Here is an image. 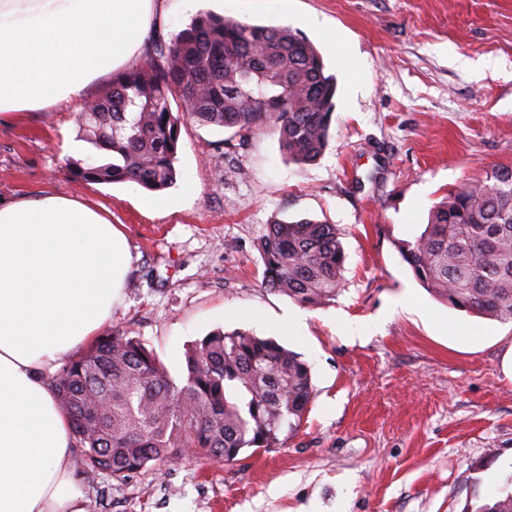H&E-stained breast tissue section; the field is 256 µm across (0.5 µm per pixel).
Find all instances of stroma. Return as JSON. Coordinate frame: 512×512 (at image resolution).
<instances>
[{
	"mask_svg": "<svg viewBox=\"0 0 512 512\" xmlns=\"http://www.w3.org/2000/svg\"><path fill=\"white\" fill-rule=\"evenodd\" d=\"M289 28L336 79L329 144L292 163L277 134L181 128L175 186L70 177L93 152L70 113L0 123V197L61 194L106 209L132 256L103 332L152 349L174 379L208 332L271 337L311 368L314 397L277 447L221 462L184 451L124 481L84 471L86 512H463L512 474V324L440 302L400 247L432 205L512 165V0H200ZM198 194L184 192L186 184ZM335 225L344 285L306 306L264 288L268 225ZM302 323L289 324L293 313ZM373 332H366V325Z\"/></svg>",
	"mask_w": 512,
	"mask_h": 512,
	"instance_id": "35a3bbf8",
	"label": "stroma"
}]
</instances>
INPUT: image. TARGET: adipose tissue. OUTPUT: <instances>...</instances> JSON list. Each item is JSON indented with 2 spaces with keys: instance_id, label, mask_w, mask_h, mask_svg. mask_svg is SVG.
<instances>
[{
  "instance_id": "1",
  "label": "adipose tissue",
  "mask_w": 512,
  "mask_h": 512,
  "mask_svg": "<svg viewBox=\"0 0 512 512\" xmlns=\"http://www.w3.org/2000/svg\"><path fill=\"white\" fill-rule=\"evenodd\" d=\"M153 22V0H0V122L82 111L90 82L145 59ZM130 262L105 210L0 199V512H85L46 372L108 320Z\"/></svg>"
}]
</instances>
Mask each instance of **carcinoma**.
Wrapping results in <instances>:
<instances>
[{
    "mask_svg": "<svg viewBox=\"0 0 512 512\" xmlns=\"http://www.w3.org/2000/svg\"><path fill=\"white\" fill-rule=\"evenodd\" d=\"M336 80L314 44L288 28L197 16L161 43L75 119L84 141L112 153L70 162L75 178L174 186L181 127L188 121L244 136L272 127L288 158L316 161L330 139ZM258 250L264 286L317 306L343 285L336 225L302 218L271 224ZM415 278L440 301L512 322V167L466 182L429 211L400 248ZM85 469L123 480L183 448L220 461L274 448L297 427L313 396L311 371L276 339L215 330L185 353L175 382L153 350L125 333L100 337L50 379ZM512 512V475L492 506Z\"/></svg>",
    "mask_w": 512,
    "mask_h": 512,
    "instance_id": "carcinoma-1",
    "label": "carcinoma"
}]
</instances>
